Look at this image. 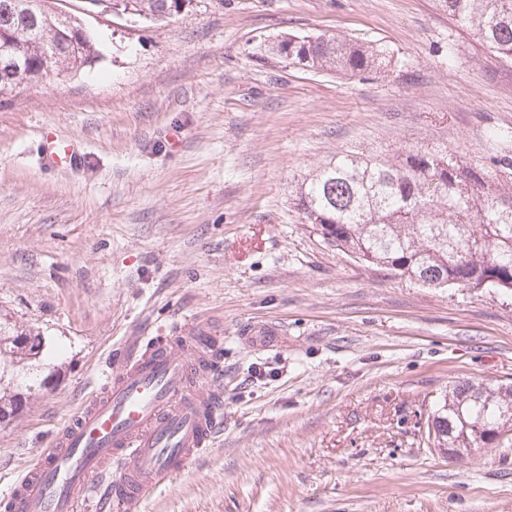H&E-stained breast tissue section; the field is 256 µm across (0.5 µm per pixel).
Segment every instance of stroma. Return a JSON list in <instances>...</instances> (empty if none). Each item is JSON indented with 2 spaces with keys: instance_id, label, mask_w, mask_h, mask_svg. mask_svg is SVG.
Here are the masks:
<instances>
[{
  "instance_id": "obj_1",
  "label": "stroma",
  "mask_w": 512,
  "mask_h": 512,
  "mask_svg": "<svg viewBox=\"0 0 512 512\" xmlns=\"http://www.w3.org/2000/svg\"><path fill=\"white\" fill-rule=\"evenodd\" d=\"M60 7L98 58L0 102V312L61 363L0 425V494L124 338L188 324L224 349L222 433L138 512H512V441L464 463L427 445L456 381L512 383V295L362 266L290 196L343 149L512 157L492 137L512 127V64L436 0H186L158 23ZM288 33L386 62L307 71L271 53ZM48 125L81 168L41 167ZM258 325L278 330L263 347L244 336Z\"/></svg>"
}]
</instances>
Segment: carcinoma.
Instances as JSON below:
<instances>
[{"mask_svg":"<svg viewBox=\"0 0 512 512\" xmlns=\"http://www.w3.org/2000/svg\"><path fill=\"white\" fill-rule=\"evenodd\" d=\"M0 0V30L23 42L37 62L57 51L58 72L80 71L97 57L91 35L69 51L67 15L53 0H30L33 13ZM448 16L512 62V0H438ZM185 0H123V10L148 21L178 13ZM272 53L309 71L363 73L385 60L381 47L317 35L290 34ZM302 223L354 261L384 268L428 288H491L512 293V161L472 165L446 146L412 147L393 155L341 151L294 185ZM47 338L0 316V424L23 410L43 387L40 362ZM512 390L491 382L458 381L427 423L435 448H490Z\"/></svg>","mask_w":512,"mask_h":512,"instance_id":"1","label":"carcinoma"}]
</instances>
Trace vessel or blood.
Here are the masks:
<instances>
[{"label":"vessel or blood","instance_id":"vessel-or-blood-1","mask_svg":"<svg viewBox=\"0 0 512 512\" xmlns=\"http://www.w3.org/2000/svg\"><path fill=\"white\" fill-rule=\"evenodd\" d=\"M39 159L47 169H77L84 152L43 129ZM202 336L129 350L107 362L106 382L83 403L6 494L0 512H82L99 480L100 512H135L155 488L213 445L224 419V375ZM119 476L107 479L110 466Z\"/></svg>","mask_w":512,"mask_h":512}]
</instances>
